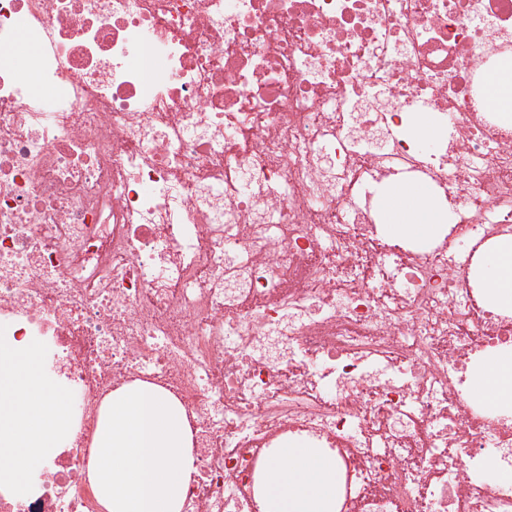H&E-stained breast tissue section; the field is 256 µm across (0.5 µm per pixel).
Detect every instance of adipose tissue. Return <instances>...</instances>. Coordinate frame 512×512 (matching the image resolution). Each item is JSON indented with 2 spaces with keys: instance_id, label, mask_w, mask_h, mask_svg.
Segmentation results:
<instances>
[{
  "instance_id": "adipose-tissue-1",
  "label": "adipose tissue",
  "mask_w": 512,
  "mask_h": 512,
  "mask_svg": "<svg viewBox=\"0 0 512 512\" xmlns=\"http://www.w3.org/2000/svg\"><path fill=\"white\" fill-rule=\"evenodd\" d=\"M378 199L391 238L428 240L447 222L444 205L426 189L387 184ZM487 293L496 306L512 308V247L485 258ZM473 392L493 408L512 407V352L494 354L472 378ZM70 428L65 396L45 374L37 352L0 342V480L22 483L58 446ZM342 473L334 457L303 441H284L259 478L261 512H336Z\"/></svg>"
}]
</instances>
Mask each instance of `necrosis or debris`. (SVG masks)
<instances>
[{
    "instance_id": "4bbe7bcc",
    "label": "necrosis or debris",
    "mask_w": 512,
    "mask_h": 512,
    "mask_svg": "<svg viewBox=\"0 0 512 512\" xmlns=\"http://www.w3.org/2000/svg\"><path fill=\"white\" fill-rule=\"evenodd\" d=\"M507 62L512 0H0V341L74 396L0 512H102L94 433L135 383L186 412L180 512H260L283 439L335 455L338 512H512V417L470 394L512 351L480 280L512 242L481 99ZM407 178L449 206L432 241L376 223Z\"/></svg>"
}]
</instances>
